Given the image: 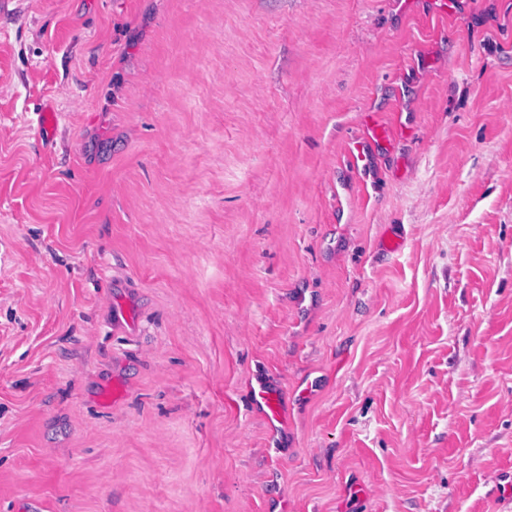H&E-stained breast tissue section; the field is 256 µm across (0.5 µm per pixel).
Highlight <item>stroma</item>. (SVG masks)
I'll list each match as a JSON object with an SVG mask.
<instances>
[{
  "instance_id": "obj_1",
  "label": "stroma",
  "mask_w": 512,
  "mask_h": 512,
  "mask_svg": "<svg viewBox=\"0 0 512 512\" xmlns=\"http://www.w3.org/2000/svg\"><path fill=\"white\" fill-rule=\"evenodd\" d=\"M0 512H512V0H0Z\"/></svg>"
}]
</instances>
